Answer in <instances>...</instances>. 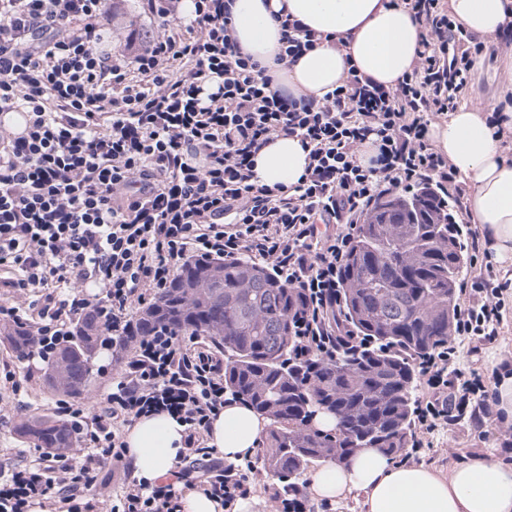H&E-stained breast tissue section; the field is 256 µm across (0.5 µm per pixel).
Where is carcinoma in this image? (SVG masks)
Listing matches in <instances>:
<instances>
[{"instance_id":"carcinoma-1","label":"carcinoma","mask_w":512,"mask_h":512,"mask_svg":"<svg viewBox=\"0 0 512 512\" xmlns=\"http://www.w3.org/2000/svg\"><path fill=\"white\" fill-rule=\"evenodd\" d=\"M465 249L459 225L435 197L378 200L351 242L341 288L348 328L371 346L334 360L315 353L305 363H288L303 297L245 256L187 260L130 336L169 328L218 338L224 386L269 421L263 471L297 493L314 465L341 464L367 446L396 457L410 445V357L450 340ZM8 336L16 357L37 353L32 327L15 324ZM126 343L106 335L104 320L84 315L44 358L49 371H66L68 383L58 391L79 395L93 378L96 350ZM319 411L336 417L334 429L315 425ZM78 431L76 423L50 416L23 417L16 427L22 441L51 453L74 447Z\"/></svg>"}]
</instances>
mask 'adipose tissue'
<instances>
[{"mask_svg": "<svg viewBox=\"0 0 512 512\" xmlns=\"http://www.w3.org/2000/svg\"><path fill=\"white\" fill-rule=\"evenodd\" d=\"M286 9L315 32L318 44L297 62L277 60L281 27L273 17ZM448 12L469 33L488 38L512 28V0H448ZM233 36L244 52L266 66L273 85L294 96L323 97L341 85L349 67L372 82L395 86L417 59L421 26L396 0H232ZM512 104L498 124L479 108H460L432 123L429 139L470 186L468 214L487 237L492 260L512 268ZM308 152L298 137L279 135L255 156L253 181L286 189L305 175ZM267 421L238 401H227L213 420L209 447L225 462L252 455ZM185 426L159 412L136 419L124 439L141 482L171 475ZM313 500L357 498L360 512H512V464L477 459L447 473L419 464L394 463L376 448L358 450L348 463L325 464L308 482Z\"/></svg>", "mask_w": 512, "mask_h": 512, "instance_id": "obj_1", "label": "adipose tissue"}]
</instances>
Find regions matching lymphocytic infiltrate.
<instances>
[{
  "label": "lymphocytic infiltrate",
  "mask_w": 512,
  "mask_h": 512,
  "mask_svg": "<svg viewBox=\"0 0 512 512\" xmlns=\"http://www.w3.org/2000/svg\"><path fill=\"white\" fill-rule=\"evenodd\" d=\"M425 33L410 73L394 87L349 70L323 98L294 97L235 44L224 0H147L160 32L111 51L110 0H0V320H26L40 295L39 345L59 322L100 311L110 335H131L133 303L151 302L188 257L248 255L298 289L293 356L335 358L358 344L341 307V271L375 200L431 185L465 214L467 185L431 145L430 124L456 111L477 60L494 53L449 16L443 0H401ZM299 137L304 177L274 194L252 183V157L273 136ZM512 279L477 274L452 337L415 366L429 389L417 404L403 463L418 461L441 423L486 409L482 377L461 350L499 334ZM132 340L127 370L99 413L60 401L79 425V450L41 452L0 466V512H93L77 504L106 464L130 469L122 426L165 411L186 425L173 481H126L112 512H178L181 488L224 507L251 493L253 458L225 465L206 444L223 409L224 358L198 337L169 330Z\"/></svg>",
  "instance_id": "f902f5d3"
}]
</instances>
